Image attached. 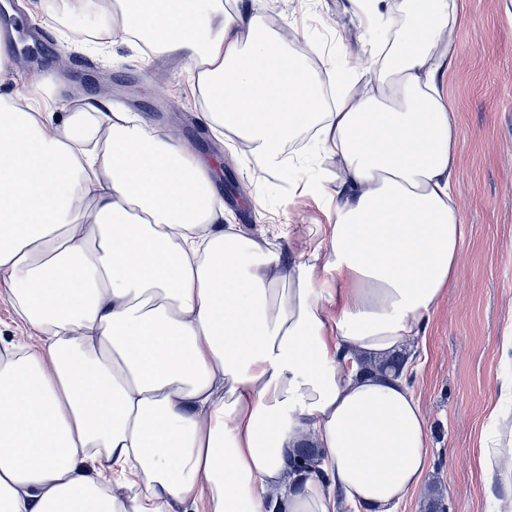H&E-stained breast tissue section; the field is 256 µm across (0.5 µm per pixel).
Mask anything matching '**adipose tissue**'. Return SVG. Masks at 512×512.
<instances>
[{
	"instance_id": "ef3b65f1",
	"label": "adipose tissue",
	"mask_w": 512,
	"mask_h": 512,
	"mask_svg": "<svg viewBox=\"0 0 512 512\" xmlns=\"http://www.w3.org/2000/svg\"><path fill=\"white\" fill-rule=\"evenodd\" d=\"M381 56L325 100L304 51L224 0H111L115 32L191 65L215 136L302 182L287 146L341 164L325 268L224 228L203 163L123 112L0 100V283L29 344H0V512H396L427 467L406 376L365 372L407 345L456 278L458 123L436 75L458 60L460 0H355ZM253 38L240 45L237 32ZM480 441L512 475V376ZM323 457L289 459L302 433Z\"/></svg>"
}]
</instances>
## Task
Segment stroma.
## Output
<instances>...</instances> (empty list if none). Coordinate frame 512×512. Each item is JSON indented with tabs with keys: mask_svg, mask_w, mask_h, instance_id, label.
Masks as SVG:
<instances>
[{
	"mask_svg": "<svg viewBox=\"0 0 512 512\" xmlns=\"http://www.w3.org/2000/svg\"><path fill=\"white\" fill-rule=\"evenodd\" d=\"M63 0H23V19L41 34L50 73L46 96L99 101L145 117L213 168L214 192L224 202V221L239 225L277 251L281 268L297 262L324 264L328 240L314 236L331 221L338 167L332 156L317 158L314 176L327 178L325 194L301 195L286 178L255 176L249 144L232 133L215 139L202 122L200 95L189 80L186 60L163 53L144 56L123 37L107 52L73 42L74 28L95 27L79 15L54 19ZM466 23L453 32L459 58L438 83L457 116L458 165L454 194L467 227L455 281L447 288L424 331L405 350L409 384L429 423L427 468L399 512H487L500 483L488 482L477 466L487 429L492 384L503 371L497 347L512 322V14L504 0H462ZM353 0H280L273 37L289 32L319 75L338 51L372 56L360 35ZM306 248H296L297 235Z\"/></svg>",
	"mask_w": 512,
	"mask_h": 512,
	"instance_id": "obj_1",
	"label": "stroma"
}]
</instances>
